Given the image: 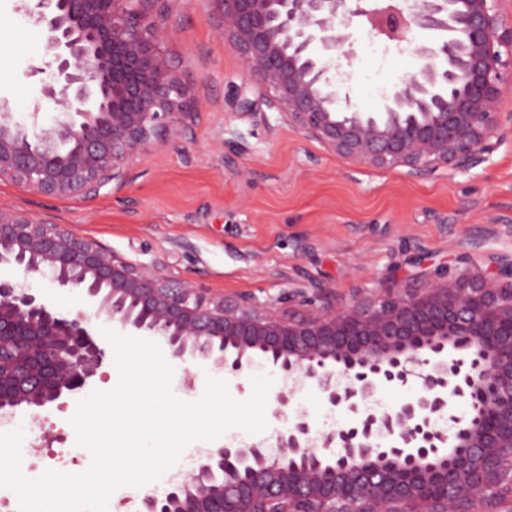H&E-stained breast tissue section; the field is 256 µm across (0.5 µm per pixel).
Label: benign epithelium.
I'll return each mask as SVG.
<instances>
[{
    "mask_svg": "<svg viewBox=\"0 0 512 512\" xmlns=\"http://www.w3.org/2000/svg\"><path fill=\"white\" fill-rule=\"evenodd\" d=\"M43 32L51 123L16 118L0 98V182L43 196L92 197L120 187L139 156L194 138L197 102L168 48L161 0H20ZM268 109L354 167L401 168L420 179L466 173L512 132L501 109L512 87V19L504 0H205ZM409 48L416 70L383 92L376 112L342 94L350 18ZM75 288L62 312L0 280V412L39 411L79 396L106 351L92 320L151 336L171 356L239 377L262 359L283 382L276 453L262 443L210 448L144 512H512V260L484 276L457 267L394 280L338 304L321 288L263 299L216 294L160 263L132 262L25 210L0 207V265ZM313 380L352 421L319 432L288 415ZM417 386L382 412L387 388ZM470 403L467 416L453 401ZM448 416V433L434 428Z\"/></svg>",
    "mask_w": 512,
    "mask_h": 512,
    "instance_id": "7a95c632",
    "label": "benign epithelium"
}]
</instances>
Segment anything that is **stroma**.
I'll list each match as a JSON object with an SVG mask.
<instances>
[{
	"label": "stroma",
	"instance_id": "obj_1",
	"mask_svg": "<svg viewBox=\"0 0 512 512\" xmlns=\"http://www.w3.org/2000/svg\"><path fill=\"white\" fill-rule=\"evenodd\" d=\"M15 5L0 0V94L22 118L42 85L37 68L43 47L38 30ZM161 8L174 31V61L199 101L193 141L151 147L120 189L50 197L3 182L0 206L66 225L128 260L160 261L172 277L227 295L326 288L346 300L415 273L419 255L435 265L462 256L466 268L482 272L512 259L511 233L477 249L468 244L485 225H512V134L489 161L464 174L441 170L411 180L398 169L351 166L283 122L266 107L260 89L249 87L250 109L236 104L231 90L249 86V78L203 0H163ZM351 30L356 56L350 97L360 111L373 112L382 90L413 72L416 60L369 36L364 19H354ZM0 279L27 282L63 312L84 301L77 290L25 280L8 265L0 266ZM170 364L171 390L187 402L203 396L210 377L226 379L239 402L251 397L253 377L271 378L272 391L282 387L279 374L262 364L231 379L192 361L174 358ZM76 409L72 402L37 419L14 414L24 440L41 443L36 455L22 459L26 478L90 467L92 456L77 445L70 423ZM288 409L307 412L324 432L350 420L344 411H331L309 382L297 387Z\"/></svg>",
	"mask_w": 512,
	"mask_h": 512
}]
</instances>
